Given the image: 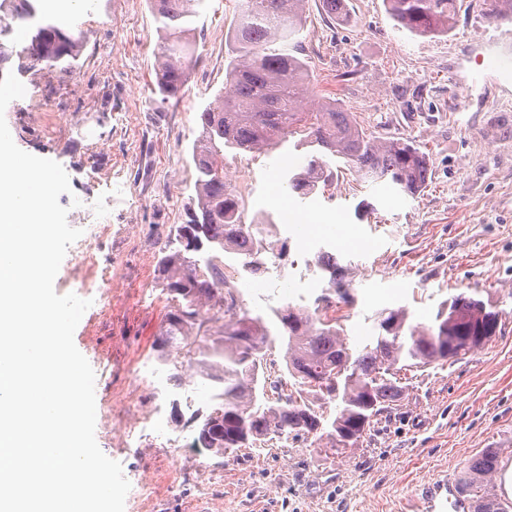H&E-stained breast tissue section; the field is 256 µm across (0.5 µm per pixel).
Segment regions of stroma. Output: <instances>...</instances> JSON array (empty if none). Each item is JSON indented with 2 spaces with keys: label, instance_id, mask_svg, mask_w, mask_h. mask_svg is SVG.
<instances>
[{
  "label": "stroma",
  "instance_id": "1",
  "mask_svg": "<svg viewBox=\"0 0 512 512\" xmlns=\"http://www.w3.org/2000/svg\"><path fill=\"white\" fill-rule=\"evenodd\" d=\"M346 2L344 21L324 18L319 0L306 5L310 96L320 99L339 80L341 105L374 135L410 138L429 155L432 177L413 198L383 184L360 186L348 169L309 197L289 193L271 238L279 278L252 276L251 287L237 291L242 306L253 316L302 307L300 280L328 283L315 265L327 252L353 297L338 311L351 349L376 335L382 310L406 309L409 324L424 326L460 293L499 311L502 331L451 363L404 371L403 406L370 438L330 457L292 438L232 457L177 448L173 437L186 431L177 423L166 435L146 431L130 444L121 437L133 422L125 412L130 357L157 359L153 341L169 306L157 263L196 195L197 118L224 87L240 0H207L185 88L164 104L154 101L158 24L148 0H73L82 52L77 73L63 80L31 69L22 52L27 30L14 29L0 78L13 73L26 89L5 110L15 144L61 164L71 192L60 203L97 200L111 182L125 186L97 269L81 266L71 249L54 281L56 293L79 295L97 284L98 269L116 270L74 343L95 372L98 446L130 485L147 478L154 487L126 500L125 512H404L420 485L461 478L482 449H501V463L512 464V79L485 69L477 55L484 42L512 35V22L491 23L479 0H462L448 35L417 37L398 29L383 0ZM300 162L290 140L268 154L228 153L243 210ZM360 203L367 211L359 219ZM328 208L343 214L357 243L306 248L310 213Z\"/></svg>",
  "mask_w": 512,
  "mask_h": 512
}]
</instances>
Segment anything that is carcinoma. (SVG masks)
<instances>
[{"instance_id": "cac0c4a2", "label": "carcinoma", "mask_w": 512, "mask_h": 512, "mask_svg": "<svg viewBox=\"0 0 512 512\" xmlns=\"http://www.w3.org/2000/svg\"><path fill=\"white\" fill-rule=\"evenodd\" d=\"M206 0H149L159 24L154 93L165 103L181 95L196 50L195 18ZM332 19L346 17L345 0H321ZM397 26L413 36H442L453 29L458 0H384ZM307 0H241L229 37L232 55L224 89L198 112L200 133L191 158L197 172L196 199L185 223L169 236L158 261L162 288L175 302L158 338L160 357L175 372L193 363L214 391L212 409L190 418L195 444L226 456L240 448L288 437L325 442L333 449L354 446L375 430L379 417L408 399L400 372L445 365L478 349L501 331V315L483 300L461 293L446 300L429 326L407 324L403 309L379 313L381 332L354 352L338 318L322 310L352 301L336 257L317 256L329 289L314 310L278 309L273 316L241 311L228 285L224 257L253 273L273 253L265 221L245 226L235 186L224 171V153L261 152L295 134L305 164L288 171V187L308 197L332 184L340 164L353 168L360 183L385 182L408 197L426 186L428 156L404 137L380 138L357 115L327 99L305 106L310 68L300 56ZM40 0H0V63L8 60L7 37L25 24L30 40L23 53L30 68L66 78L77 69L81 44L74 30L43 19ZM494 22L512 20V0H483ZM286 345L285 371L270 376L265 350ZM335 405V415L325 408ZM501 449L484 448L465 471L461 485L473 512H507L489 478L498 470Z\"/></svg>"}]
</instances>
